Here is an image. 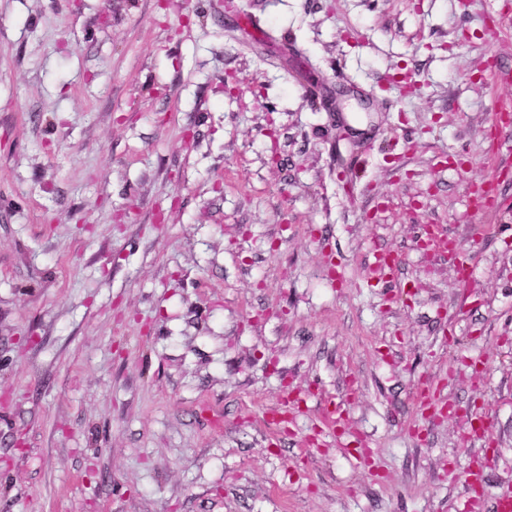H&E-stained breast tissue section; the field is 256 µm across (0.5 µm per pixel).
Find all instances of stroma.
Masks as SVG:
<instances>
[{
  "label": "stroma",
  "mask_w": 512,
  "mask_h": 512,
  "mask_svg": "<svg viewBox=\"0 0 512 512\" xmlns=\"http://www.w3.org/2000/svg\"><path fill=\"white\" fill-rule=\"evenodd\" d=\"M502 63L512 0H0V512H458L483 412L512 486V177L468 209ZM417 244L422 248H430L441 254L454 253L458 256L457 274L461 280H466L470 271V262L460 249L459 243L448 237V232L439 224H421L417 236ZM398 260V257L389 251H380L374 255L373 267L379 273L380 281L393 288L389 293L391 298L406 292V285L401 286L395 283V268ZM305 403L306 399L300 393L290 392L286 397L284 408L266 412L264 414V420L269 425H278L283 423L288 412V424H294L298 414L306 411L304 407ZM339 410V406L333 399L323 404L319 414V424L315 427L314 436L309 439L310 444L319 445V441L323 438H336V442L341 438L343 432L339 425L340 417H337Z\"/></svg>",
  "instance_id": "1"
}]
</instances>
